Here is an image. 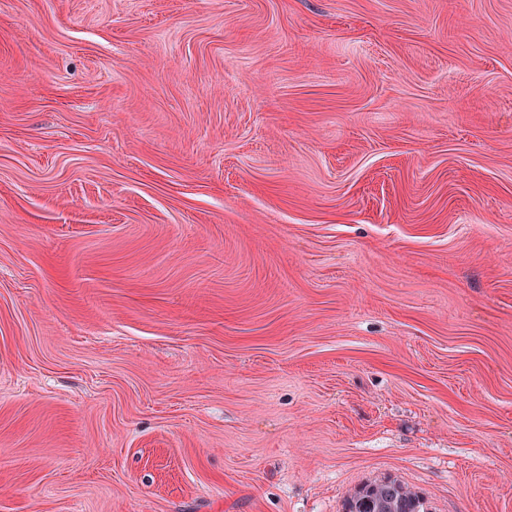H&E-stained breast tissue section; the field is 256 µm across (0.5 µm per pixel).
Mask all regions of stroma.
<instances>
[{
    "instance_id": "obj_1",
    "label": "stroma",
    "mask_w": 512,
    "mask_h": 512,
    "mask_svg": "<svg viewBox=\"0 0 512 512\" xmlns=\"http://www.w3.org/2000/svg\"><path fill=\"white\" fill-rule=\"evenodd\" d=\"M512 512V0H0V512ZM345 512H424L418 492L397 480L366 484L345 501Z\"/></svg>"
}]
</instances>
